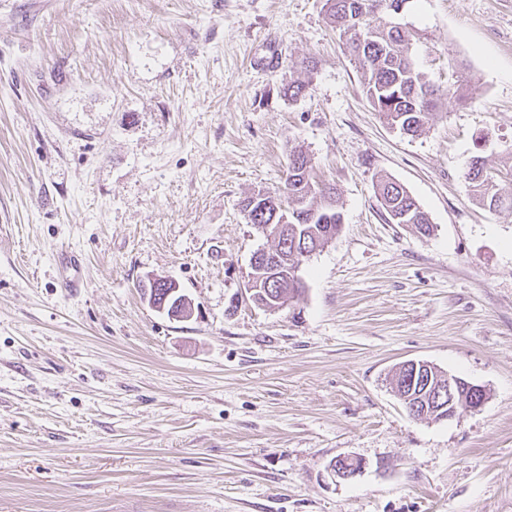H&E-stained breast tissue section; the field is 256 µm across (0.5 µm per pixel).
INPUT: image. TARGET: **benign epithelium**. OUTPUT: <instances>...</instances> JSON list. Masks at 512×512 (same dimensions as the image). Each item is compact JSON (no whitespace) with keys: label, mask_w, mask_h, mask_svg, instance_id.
<instances>
[{"label":"benign epithelium","mask_w":512,"mask_h":512,"mask_svg":"<svg viewBox=\"0 0 512 512\" xmlns=\"http://www.w3.org/2000/svg\"><path fill=\"white\" fill-rule=\"evenodd\" d=\"M294 260L295 265L301 264V257L294 256L288 258L279 256L274 249L261 248L257 250L251 259V268L254 271L249 282L247 291L254 294L260 288H265L266 292L283 284L282 277L288 276V260ZM152 289L146 291L145 299L149 305L160 312L167 313L171 318L177 320H187L193 316V304L188 298H183L180 305L173 308L166 307L168 297L179 291L176 282L172 280L153 281ZM165 289V294L160 295L157 289ZM405 384L412 388H417L430 396L431 403L436 407L439 413L438 420L452 418L457 412L459 405L464 404L469 411H477L483 407L487 399V392L480 385H470L468 396L463 398L457 390V376L446 374L445 379L423 375L425 370V361L409 360L401 363ZM362 460L352 456H340L328 465L329 472L340 478L348 479L363 468Z\"/></svg>","instance_id":"benign-epithelium-1"}]
</instances>
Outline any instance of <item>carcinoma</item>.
<instances>
[{"mask_svg": "<svg viewBox=\"0 0 512 512\" xmlns=\"http://www.w3.org/2000/svg\"><path fill=\"white\" fill-rule=\"evenodd\" d=\"M361 3L366 5V17L359 36L353 31L352 18L355 5ZM407 3L409 0H325V8L329 23L339 32L345 53L360 74L362 91L371 107L390 126L416 136L433 112L447 102L467 103L469 92L458 71L446 86L433 83L413 50L420 41L419 34L387 25L389 14ZM464 177L479 205L490 210L512 205V193L505 192L483 158L473 157ZM375 195L389 223H394L392 214L409 212L420 234L432 232L428 215L403 185L382 177L376 183ZM240 204L249 214L247 223L255 227L278 224L282 215L288 214L276 245L286 244L290 251L322 247L342 225L336 187L315 181L312 158L297 148L289 150L283 187L265 198L257 191ZM304 292L303 280L290 277L288 287L277 289L274 297L280 307L299 300Z\"/></svg>", "mask_w": 512, "mask_h": 512, "instance_id": "cac0c4a2", "label": "carcinoma"}]
</instances>
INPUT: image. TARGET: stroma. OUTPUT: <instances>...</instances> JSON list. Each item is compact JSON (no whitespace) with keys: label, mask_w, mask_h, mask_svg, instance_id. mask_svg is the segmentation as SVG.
<instances>
[{"label":"stroma","mask_w":512,"mask_h":512,"mask_svg":"<svg viewBox=\"0 0 512 512\" xmlns=\"http://www.w3.org/2000/svg\"><path fill=\"white\" fill-rule=\"evenodd\" d=\"M324 3L0 0V512H512V209L464 179L479 155L512 184V0H410L432 79L461 68L475 97L416 137L367 102ZM294 147L343 224L270 310L239 203ZM381 174L431 235L385 220ZM151 279L193 317L151 308ZM409 359L486 403L411 418ZM152 290H147L145 294V299L148 301L149 305L160 312H167V314L172 319L177 320H187L193 316V304L189 298L185 296L182 299L181 304L177 303L173 308H166V302L168 297L179 291V287L176 282L172 280H156L151 282ZM156 288H169L165 291L164 295H158V292L155 290ZM178 306V307H177ZM363 466L364 463L361 459L352 456H340L328 465V470L337 478L348 479L361 472Z\"/></svg>","instance_id":"1"}]
</instances>
